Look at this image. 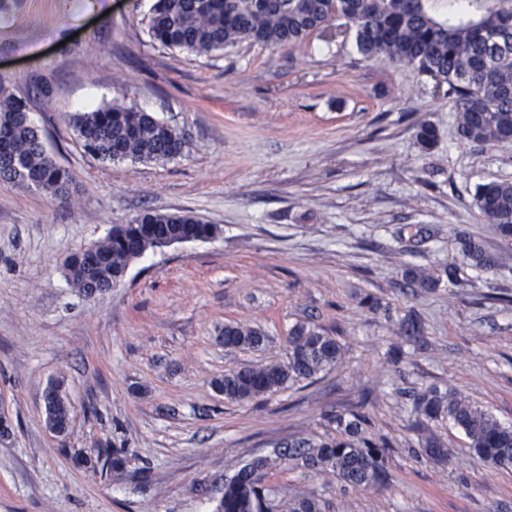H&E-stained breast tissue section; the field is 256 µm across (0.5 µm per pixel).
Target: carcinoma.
<instances>
[{"label": "carcinoma", "mask_w": 512, "mask_h": 512, "mask_svg": "<svg viewBox=\"0 0 512 512\" xmlns=\"http://www.w3.org/2000/svg\"><path fill=\"white\" fill-rule=\"evenodd\" d=\"M338 11L352 22L357 52L369 59H387L432 78L452 103L458 138L479 146L512 145V11L491 9L482 19L447 24L432 18L423 0H338ZM328 0H156L147 22L150 37L161 45L199 56L250 41L280 48L304 41L324 28ZM72 127L84 149L102 162L124 160L166 163L183 155L188 140L182 129L148 112L114 102L74 115ZM0 180L35 187L53 196H68L70 172L46 151L29 119L27 103L0 84ZM475 203L501 238H512V181L476 186ZM219 229L190 214L146 212L128 224L112 226L108 235L71 254L64 276L86 295L93 289L116 287L129 266L146 252L170 246L173 240H208ZM426 224H407L400 238H429ZM458 263L440 270L412 268L405 278L432 289L443 280L461 283L464 268L489 271L494 255L471 235L455 237ZM266 336L243 324L224 325V347L259 349ZM344 352L320 326L298 322L288 333L285 358L224 373L218 388L224 398L248 402L265 394L313 380L342 363ZM56 422L68 411L60 386L51 385ZM418 415L427 420L448 418L463 432L469 448L486 465L512 469V426L453 389L432 386L413 395ZM336 434L298 438L271 456L256 457L224 481L216 512H325L316 497H290L266 484L270 470L282 465L336 478L343 486L367 488L385 476L386 448L366 436L364 417L357 412L325 415ZM420 447L433 462L448 459V448L433 433ZM123 449L104 448V464L121 470Z\"/></svg>", "instance_id": "cac0c4a2"}]
</instances>
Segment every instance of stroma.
Masks as SVG:
<instances>
[{"label": "stroma", "instance_id": "obj_1", "mask_svg": "<svg viewBox=\"0 0 512 512\" xmlns=\"http://www.w3.org/2000/svg\"><path fill=\"white\" fill-rule=\"evenodd\" d=\"M153 3L0 0V83L29 97L46 149L74 176L65 200L0 181V512H215L225 479L324 436L334 410L362 413L387 445L384 480L344 489L274 470L271 486L317 495L327 512H512V471L479 461L447 420L419 423L408 398L450 387L512 424V240L473 198L512 180V146L460 141L432 80L362 58L346 19L291 47L197 56L149 37ZM114 101L175 120L189 148L165 164L94 159L68 118ZM425 123L438 134L428 150ZM147 210L221 232L147 252L94 298L68 285V256ZM404 224L439 233L412 245L396 234ZM459 231L499 269L408 288L406 269L456 260ZM299 321L335 336L343 363L225 400L217 380L283 357ZM228 323L260 328L265 345L226 349ZM52 381L70 406L62 436L45 422ZM424 430L447 464L422 452ZM104 448L127 449L123 470L104 467Z\"/></svg>", "mask_w": 512, "mask_h": 512}]
</instances>
